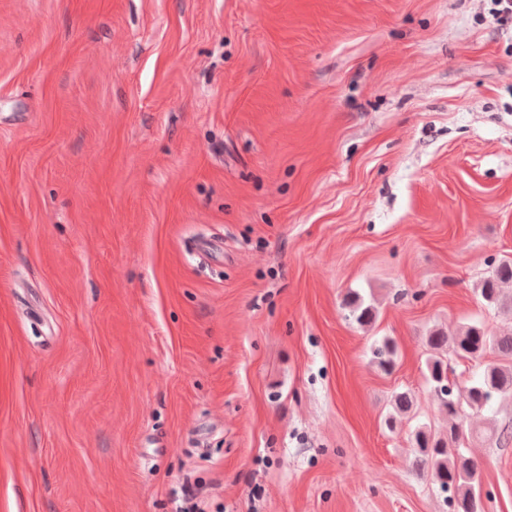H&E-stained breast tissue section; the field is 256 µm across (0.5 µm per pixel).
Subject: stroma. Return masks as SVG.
<instances>
[{
  "instance_id": "35a3bbf8",
  "label": "stroma",
  "mask_w": 512,
  "mask_h": 512,
  "mask_svg": "<svg viewBox=\"0 0 512 512\" xmlns=\"http://www.w3.org/2000/svg\"><path fill=\"white\" fill-rule=\"evenodd\" d=\"M491 8L0 0V512H449L426 338L511 325ZM465 446L512 512V440ZM512 284V258L504 257L498 261L488 276L480 281L476 288L482 304L512 315V297L504 292V286ZM345 305L349 308L352 319L360 326L370 325L376 318L375 307L371 303L366 304L359 294L349 296ZM372 355L378 368L389 373L395 367L396 345L393 340L385 338L374 347ZM413 395L411 391L404 390L395 392L392 396L393 413H390L384 420L388 430L394 431L398 425V418L411 411L413 407Z\"/></svg>"
}]
</instances>
